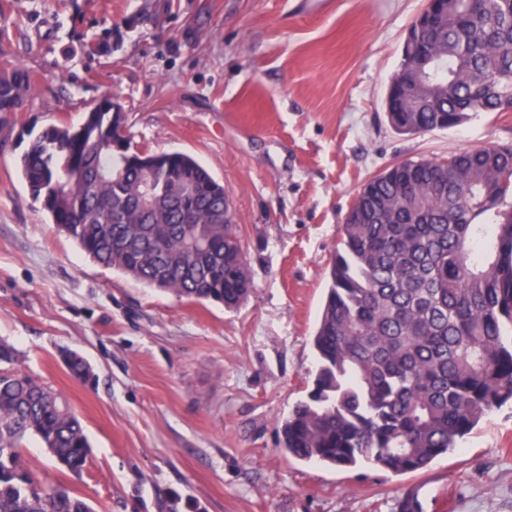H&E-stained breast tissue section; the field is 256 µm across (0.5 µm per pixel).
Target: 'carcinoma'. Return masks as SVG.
<instances>
[{
  "label": "carcinoma",
  "instance_id": "carcinoma-1",
  "mask_svg": "<svg viewBox=\"0 0 512 512\" xmlns=\"http://www.w3.org/2000/svg\"><path fill=\"white\" fill-rule=\"evenodd\" d=\"M35 76L0 56V125L23 111ZM385 106L393 130L460 125L512 107V0H440L408 29ZM103 97L74 125H51L19 156L30 196L98 265L190 301L239 307L254 287L224 184L191 156L132 145ZM313 336V387L279 426L301 461L394 474L454 450L512 402V144L389 164L343 224ZM83 384L96 375L66 351ZM0 344V512H95L45 485L21 444L34 436L68 472L90 455L67 398L14 368Z\"/></svg>",
  "mask_w": 512,
  "mask_h": 512
}]
</instances>
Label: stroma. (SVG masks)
<instances>
[{
	"label": "stroma",
	"instance_id": "35a3bbf8",
	"mask_svg": "<svg viewBox=\"0 0 512 512\" xmlns=\"http://www.w3.org/2000/svg\"><path fill=\"white\" fill-rule=\"evenodd\" d=\"M425 0H0V52L37 91L0 148V342L61 392L91 454L80 476L34 438L28 467L95 512H512V405L448 455L396 475L288 456L277 419L311 387L312 337L338 229L388 164L512 142V112L397 134L390 79ZM112 34V53L90 50ZM117 100L135 145L194 156L228 191L255 287L239 308L198 303L99 266L49 224L17 171L21 132L81 122ZM78 351L96 379L73 381Z\"/></svg>",
	"mask_w": 512,
	"mask_h": 512
}]
</instances>
